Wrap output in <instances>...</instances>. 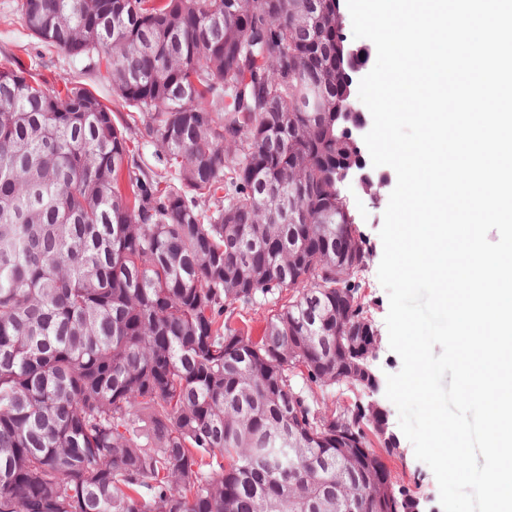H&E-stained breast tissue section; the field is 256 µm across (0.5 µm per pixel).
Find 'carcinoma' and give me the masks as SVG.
<instances>
[{
	"instance_id": "1",
	"label": "carcinoma",
	"mask_w": 512,
	"mask_h": 512,
	"mask_svg": "<svg viewBox=\"0 0 512 512\" xmlns=\"http://www.w3.org/2000/svg\"><path fill=\"white\" fill-rule=\"evenodd\" d=\"M338 2L19 0L165 173L87 88L0 70V512H410L353 373L377 327L337 191L359 163L345 76L325 81ZM270 190L293 222L256 223ZM297 286L262 333L232 324Z\"/></svg>"
}]
</instances>
